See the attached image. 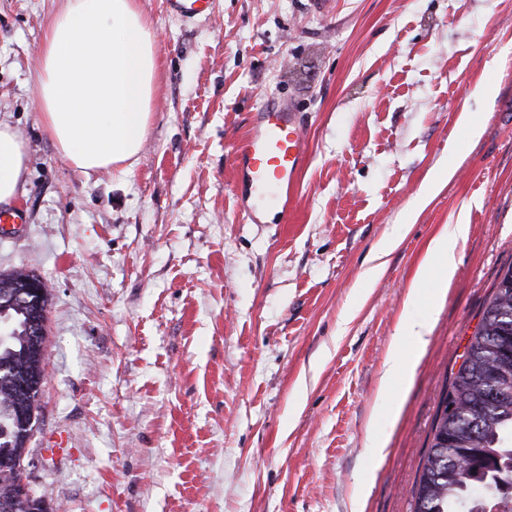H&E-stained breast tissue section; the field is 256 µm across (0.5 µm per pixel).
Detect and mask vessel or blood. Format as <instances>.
<instances>
[{"mask_svg":"<svg viewBox=\"0 0 512 512\" xmlns=\"http://www.w3.org/2000/svg\"><path fill=\"white\" fill-rule=\"evenodd\" d=\"M306 144L292 106L274 104L256 116L252 134L233 147L241 180L273 186L282 206H290L292 189L303 168Z\"/></svg>","mask_w":512,"mask_h":512,"instance_id":"obj_1","label":"vessel or blood"}]
</instances>
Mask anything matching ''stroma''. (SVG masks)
Masks as SVG:
<instances>
[{
  "label": "stroma",
  "mask_w": 512,
  "mask_h": 512,
  "mask_svg": "<svg viewBox=\"0 0 512 512\" xmlns=\"http://www.w3.org/2000/svg\"><path fill=\"white\" fill-rule=\"evenodd\" d=\"M60 4L0 0V121L28 144L0 273L49 294L32 489L48 512H351L360 492L364 512H411L447 376L512 266V0H212L190 19L140 0L150 133L129 172L88 177L33 96ZM283 101L307 139L285 216L232 150ZM455 224L401 401L384 363ZM468 231V225L455 224L452 231L440 233L431 243L428 258L420 266L418 277L420 279H436L443 287L448 288V280L452 277L455 268L456 249L459 241Z\"/></svg>",
  "instance_id": "stroma-1"
}]
</instances>
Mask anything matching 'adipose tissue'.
I'll use <instances>...</instances> for the list:
<instances>
[{
  "label": "adipose tissue",
  "instance_id": "obj_1",
  "mask_svg": "<svg viewBox=\"0 0 512 512\" xmlns=\"http://www.w3.org/2000/svg\"><path fill=\"white\" fill-rule=\"evenodd\" d=\"M34 97L45 133L67 163L82 174L126 171L143 148L156 93L158 55L150 22L136 0H61L46 24ZM28 145L0 121V203L15 199L27 169ZM468 231L454 225L431 243L419 278L447 283L456 249ZM409 316L404 333L411 351L393 344L383 390L406 394L430 333V311Z\"/></svg>",
  "mask_w": 512,
  "mask_h": 512
}]
</instances>
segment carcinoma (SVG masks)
<instances>
[{"instance_id":"1","label":"carcinoma","mask_w":512,"mask_h":512,"mask_svg":"<svg viewBox=\"0 0 512 512\" xmlns=\"http://www.w3.org/2000/svg\"><path fill=\"white\" fill-rule=\"evenodd\" d=\"M30 273H0V512H45L30 491H8L7 475L27 455L40 415L46 379L36 344L46 341L31 325L32 309L15 306L14 294ZM431 443L411 490L412 512H495L471 508L475 493L492 503L512 487V267L499 277L477 331L446 386L432 426Z\"/></svg>"}]
</instances>
